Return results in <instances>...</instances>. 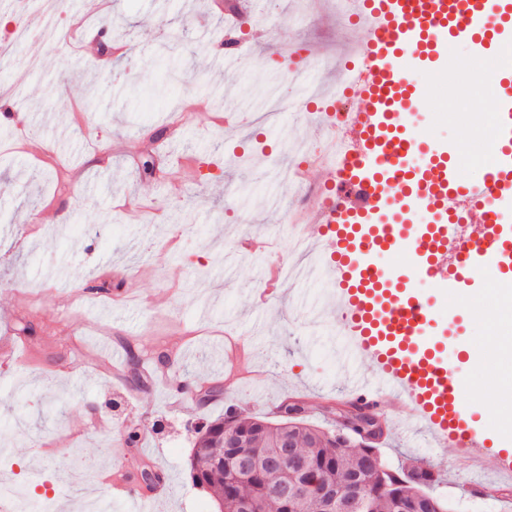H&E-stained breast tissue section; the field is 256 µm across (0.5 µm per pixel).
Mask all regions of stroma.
<instances>
[{
  "label": "stroma",
  "instance_id": "35a3bbf8",
  "mask_svg": "<svg viewBox=\"0 0 512 512\" xmlns=\"http://www.w3.org/2000/svg\"><path fill=\"white\" fill-rule=\"evenodd\" d=\"M234 2L106 0L92 10L88 0H48L22 15L0 7V40L17 24L42 30L48 15L62 27L83 19L87 31L109 18L110 37L127 49L102 71L89 62L96 45L67 53L27 42L0 66V89L17 91L12 107L27 119L26 128H0V341L14 348L0 371V476L33 485L38 512L61 502L138 512L103 478H133L140 460L167 478L156 512H216L189 474L196 423L230 408L274 422L292 398L303 421L332 429L349 372L374 370L343 358L319 278L268 280L300 259L292 227L311 209L278 176L288 142L300 135L314 145L324 134L322 120L291 112L302 90L270 60L300 45L323 82L347 64L353 33L328 0L314 10L252 0L238 26L224 20ZM238 37L247 45L228 75L219 51ZM460 85L438 77L417 111L431 138L469 150L482 101L448 109ZM252 234L274 239L255 263L240 252ZM446 305L459 315L451 334L475 354L455 370L460 400L496 449L512 396L489 406L476 398L498 365L489 322L473 314L490 304L451 295ZM105 348L134 352L139 368L96 371ZM172 384L187 393L182 405L170 402ZM380 417L382 455L393 465L425 461L454 512H512V483L503 494H473L467 474L450 467L453 449L408 434L391 406ZM133 431L138 447L115 454Z\"/></svg>",
  "mask_w": 512,
  "mask_h": 512
}]
</instances>
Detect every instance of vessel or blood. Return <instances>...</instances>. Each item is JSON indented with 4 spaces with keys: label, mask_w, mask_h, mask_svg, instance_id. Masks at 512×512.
Masks as SVG:
<instances>
[{
    "label": "vessel or blood",
    "mask_w": 512,
    "mask_h": 512,
    "mask_svg": "<svg viewBox=\"0 0 512 512\" xmlns=\"http://www.w3.org/2000/svg\"><path fill=\"white\" fill-rule=\"evenodd\" d=\"M355 42L367 61L360 75L356 128L337 162L351 184L314 224L325 229L331 309L350 360H371L372 376L353 373L351 400L390 403L413 432L456 451L457 469L512 471L485 452V440L459 402L460 386L437 337L442 299L493 286L512 301V94H498L487 142L486 176L461 180L458 145L428 136L409 108L458 45L494 56L512 75V0H351ZM477 228L464 235L463 225ZM113 489L152 512L157 490L142 494L122 478Z\"/></svg>",
    "instance_id": "obj_1"
}]
</instances>
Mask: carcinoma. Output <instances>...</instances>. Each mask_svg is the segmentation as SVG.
I'll use <instances>...</instances> for the list:
<instances>
[{
	"label": "carcinoma",
	"mask_w": 512,
	"mask_h": 512,
	"mask_svg": "<svg viewBox=\"0 0 512 512\" xmlns=\"http://www.w3.org/2000/svg\"><path fill=\"white\" fill-rule=\"evenodd\" d=\"M297 442L306 460L319 476L330 484L340 485L356 474V493L374 512H400L412 505L423 493L442 508L448 501L434 495L430 488L436 479L419 461L392 466L381 455L374 442L368 446L336 444V431L313 425H294ZM288 427L257 416L231 412L222 419L200 424L190 472L193 481L211 490L223 504L224 512H235L239 500L246 496L258 502L260 512H317L314 496L303 499L300 510L271 492V483L278 479L268 468V460L277 451L276 444ZM244 453L253 457L256 469L238 479L233 473L234 457Z\"/></svg>",
	"instance_id": "obj_1"
}]
</instances>
